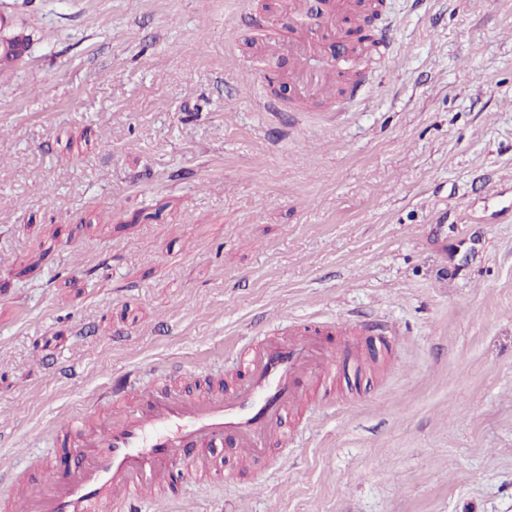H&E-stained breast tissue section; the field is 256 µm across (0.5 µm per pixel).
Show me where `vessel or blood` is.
<instances>
[{
	"label": "vessel or blood",
	"instance_id": "b4317fda",
	"mask_svg": "<svg viewBox=\"0 0 512 512\" xmlns=\"http://www.w3.org/2000/svg\"><path fill=\"white\" fill-rule=\"evenodd\" d=\"M354 14L336 6L326 33L349 39ZM268 61L290 56L294 73L308 75L311 44L283 34H262ZM367 329L345 318L312 321L288 336H259L233 353L237 379L217 391H189L190 370L175 383L131 382L114 377L109 398L95 401L87 415L69 417L55 447L67 449L73 470L47 471L39 491L23 480L0 482V496L14 500V512H141L145 499L193 452L226 443L240 458L266 470L273 444L288 445L285 422L312 395L332 404L333 385L350 357L360 356Z\"/></svg>",
	"mask_w": 512,
	"mask_h": 512
}]
</instances>
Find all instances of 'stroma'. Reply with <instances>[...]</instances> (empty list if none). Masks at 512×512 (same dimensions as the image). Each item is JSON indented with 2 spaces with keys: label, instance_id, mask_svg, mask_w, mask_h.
<instances>
[{
  "label": "stroma",
  "instance_id": "stroma-1",
  "mask_svg": "<svg viewBox=\"0 0 512 512\" xmlns=\"http://www.w3.org/2000/svg\"><path fill=\"white\" fill-rule=\"evenodd\" d=\"M286 0H0V474L114 374L350 317L398 337L295 417L288 468L209 448L151 512H512V0H384L392 51L281 122L255 18ZM244 12L236 38L226 27Z\"/></svg>",
  "mask_w": 512,
  "mask_h": 512
}]
</instances>
